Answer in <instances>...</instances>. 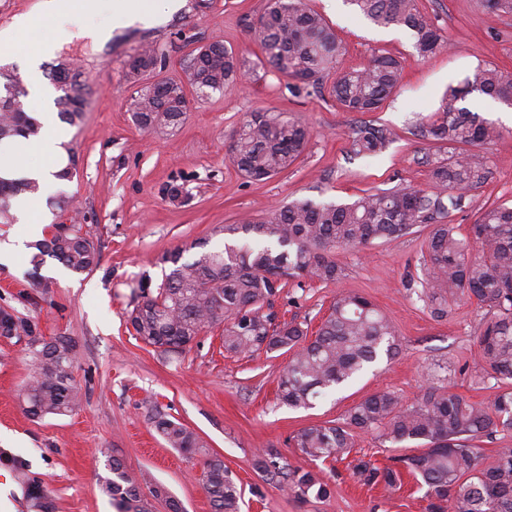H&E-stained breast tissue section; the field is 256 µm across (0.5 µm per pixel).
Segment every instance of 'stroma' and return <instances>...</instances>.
I'll return each instance as SVG.
<instances>
[{
	"label": "stroma",
	"instance_id": "1",
	"mask_svg": "<svg viewBox=\"0 0 512 512\" xmlns=\"http://www.w3.org/2000/svg\"><path fill=\"white\" fill-rule=\"evenodd\" d=\"M266 2L182 0L179 10L156 24L131 25L114 12L105 17L111 38L94 44L62 39L56 22L40 19V0H0V30L22 16L34 21L0 54L1 68L14 69L15 58L32 45L59 38L62 54L76 61L86 84L82 122L62 128L77 169L71 180L40 195L41 235L50 237L62 222L85 225L100 252L99 264L75 275L46 259L38 270L50 286L41 294L29 286L32 248H25L12 266L0 265V310L32 320L41 336H68L76 345L80 408L38 420L25 414L18 399L31 373L27 346L0 338V472L21 469L41 481L55 512H115L98 484L114 455L130 472L149 474L166 486L185 512H210L200 478L202 457L189 458L166 445L148 420L151 402L197 432L209 452L223 459L243 489L242 512H425L428 501L408 478L389 492L371 489L354 482L342 462L332 496L301 504L264 482L253 462L272 448L291 466L311 468V461L289 446L293 433L311 423L342 420L350 408L383 390L413 399L425 377L475 402L495 394L462 369L474 361L475 335L486 309L464 300L452 304L445 318L430 314L420 285L423 228L392 242L338 251L336 260L344 269L340 282L308 280L276 299L279 314L315 327L337 291H356L369 297L399 334L397 356L380 360L312 408L293 410L277 403V380L287 356L223 354L220 328L200 336L198 345L175 360L127 333L125 316L140 285L155 287L163 280V256L199 239L209 249L221 248L224 238L214 234V227L263 217L293 199L341 203L368 189L425 185L428 168L421 159L435 147L407 134V120L437 110L448 84L472 75L479 64L512 70V16L488 13L478 0H419L450 42L449 50L427 58L418 56L407 30L374 25L348 0H306L341 41L344 66L366 65L379 54L403 61L401 84L382 109L347 112L328 91L295 90L293 79L260 63L246 23L263 13ZM215 42L246 58L245 79L205 97L188 92V110L176 128L136 127L131 109L137 87L156 76L128 82L130 56L144 44L155 45L166 55L164 76L184 81L194 50ZM491 103L478 95L467 102L472 111L498 122L502 136L472 150L493 176L455 211L453 221L464 229L484 204L512 203V121L502 120ZM254 110L293 114L311 128L294 165L258 183L239 175L227 157L234 132ZM363 121L393 130L396 140L388 150L374 157L352 153L351 129ZM173 184L180 185L184 203L169 199Z\"/></svg>",
	"mask_w": 512,
	"mask_h": 512
}]
</instances>
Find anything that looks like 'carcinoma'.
<instances>
[{
    "label": "carcinoma",
    "instance_id": "obj_1",
    "mask_svg": "<svg viewBox=\"0 0 512 512\" xmlns=\"http://www.w3.org/2000/svg\"><path fill=\"white\" fill-rule=\"evenodd\" d=\"M496 15H512V0H479ZM368 20L380 26L409 30L414 48L423 58L447 48V37L418 0H350ZM259 43L265 63L275 72L302 86L323 87L333 78L329 93L348 112L369 113L382 108L397 89L403 66L392 56L378 55L360 68L343 69L342 46L324 18L304 0H267L257 22L247 24ZM165 54L143 46L128 64L126 76L135 82L154 71ZM190 86L201 95L221 92L241 80L244 66L221 43L198 48L193 55ZM70 58L52 66L51 79L61 95L54 105L62 122L75 126L85 112L84 86L62 82ZM0 94V143L20 137L40 136L42 124L24 107L23 79L12 70L5 74ZM502 100L512 95V71L485 65L465 79L448 84L441 106L423 119L412 121L413 136L429 140L448 156L425 159L428 186L399 185L365 190L349 203L295 200L270 210L259 220L245 219L217 229L224 248L205 251L191 260L178 249L163 258L172 264L154 290L142 289L140 300L128 312L129 335L165 355H181L196 339L216 325L223 326L222 347L228 354L288 355L279 376L278 399L294 409L314 402L350 382L382 358L400 349L397 332L388 317L366 296L339 291L315 335L304 323L281 321L274 299L289 285L302 287L316 279L336 283L342 268L336 252L363 247L374 241L389 242L429 229L424 261L430 312L448 314L451 303L476 300L488 319L476 333L477 356L482 362L479 382L504 383L487 401L475 403L451 387L427 380L416 397L405 402L392 391L375 393L350 409L340 421L312 424L297 431L289 444L312 462L334 466L349 458L362 434H374L381 444L407 450L389 457L379 467L362 456L352 466V476L367 486H400L403 474L426 488V512H512V448L496 450L494 460L483 462L474 440L512 434V205L492 204L479 209L469 235L452 223L460 209V190H476L489 180L492 169L473 160L472 147L493 144L501 137L495 122L471 111L466 102L473 94ZM185 85L166 78L144 86L134 99L132 120L142 130L157 131L179 125L187 112ZM310 129L299 117L272 112H250L232 137L229 161L244 177L262 181L288 170L305 150ZM394 141L393 132L370 122L352 128L354 151L378 155ZM40 192L28 177L0 178V224L14 223L12 199ZM251 233L264 237L255 246L239 243ZM31 262L30 286L43 291L48 283L38 269L51 257L75 275L88 273L99 263L98 249L82 225L69 233L55 225L51 238L37 240ZM18 336L36 335V324L9 312L0 313ZM34 367L20 393V403L31 418L65 416L81 404L74 376L75 345L56 336L28 346ZM149 420L166 444L193 457L205 441L190 427L153 404ZM253 466L265 480L287 490L296 499L324 500L332 492L334 471L292 468L273 449L260 454ZM99 486L117 512H152L153 505L140 491L150 483L146 476L131 475L116 457L107 460ZM204 488L212 512H240L243 492L217 456L204 460ZM30 507L52 512L49 492L42 484L24 478ZM152 484V483H150ZM151 496L166 503L169 512H182L168 490L152 484Z\"/></svg>",
    "mask_w": 512,
    "mask_h": 512
}]
</instances>
